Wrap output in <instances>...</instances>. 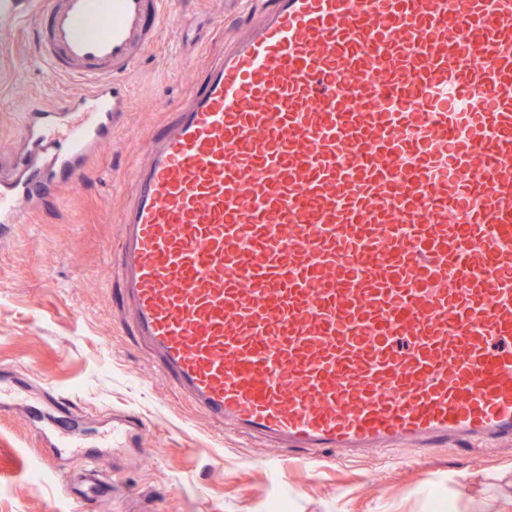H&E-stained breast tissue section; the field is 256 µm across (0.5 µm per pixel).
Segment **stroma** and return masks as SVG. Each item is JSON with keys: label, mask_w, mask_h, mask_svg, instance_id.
<instances>
[{"label": "stroma", "mask_w": 512, "mask_h": 512, "mask_svg": "<svg viewBox=\"0 0 512 512\" xmlns=\"http://www.w3.org/2000/svg\"><path fill=\"white\" fill-rule=\"evenodd\" d=\"M44 0H12L0 11V155L15 142L34 102L58 103L77 86L36 65ZM264 0H174L161 40L126 77L128 126L99 148L88 177L11 225L0 242V371L46 384L91 421L140 414L143 446L119 467L110 499L70 491L74 463L57 460L20 415L0 416V512H499L512 499V443L480 454L449 443L404 463V451L304 464L276 449L221 432L158 376L122 326L110 256L145 144L169 121L201 72L224 52Z\"/></svg>", "instance_id": "35a3bbf8"}]
</instances>
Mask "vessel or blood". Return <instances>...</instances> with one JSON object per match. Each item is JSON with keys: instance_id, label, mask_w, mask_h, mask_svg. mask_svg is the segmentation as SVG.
I'll return each instance as SVG.
<instances>
[{"instance_id": "obj_1", "label": "vessel or blood", "mask_w": 512, "mask_h": 512, "mask_svg": "<svg viewBox=\"0 0 512 512\" xmlns=\"http://www.w3.org/2000/svg\"><path fill=\"white\" fill-rule=\"evenodd\" d=\"M169 0H47L38 60L77 82L24 112L0 224L125 127L123 77ZM111 266L159 375L225 432L354 458L512 439V0H268L133 173ZM57 458L95 440L0 377Z\"/></svg>"}]
</instances>
